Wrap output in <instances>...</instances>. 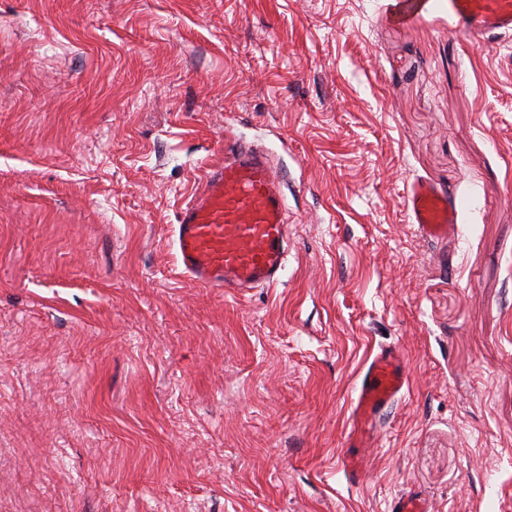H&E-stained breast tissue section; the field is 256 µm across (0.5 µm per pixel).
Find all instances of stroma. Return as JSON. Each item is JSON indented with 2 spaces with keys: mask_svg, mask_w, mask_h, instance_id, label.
I'll return each mask as SVG.
<instances>
[{
  "mask_svg": "<svg viewBox=\"0 0 512 512\" xmlns=\"http://www.w3.org/2000/svg\"><path fill=\"white\" fill-rule=\"evenodd\" d=\"M384 0H0V512H512V34ZM239 137L280 283L175 271ZM459 198L429 239L405 197ZM408 386L348 482L380 348ZM432 0H385L383 11L387 19L395 26L413 27L427 14ZM406 207L411 224L423 236L446 239L457 230L460 203L435 185L415 179L407 189ZM391 512H429V509L421 492L406 489L393 500Z\"/></svg>",
  "mask_w": 512,
  "mask_h": 512,
  "instance_id": "35a3bbf8",
  "label": "stroma"
}]
</instances>
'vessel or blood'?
<instances>
[{"mask_svg":"<svg viewBox=\"0 0 512 512\" xmlns=\"http://www.w3.org/2000/svg\"><path fill=\"white\" fill-rule=\"evenodd\" d=\"M431 0H385L383 11L395 26L413 27ZM448 24L480 41L512 30V0H447ZM408 217L423 236L446 239L457 230L460 203L435 185L416 179L406 194ZM287 201L269 158L233 138L224 159L208 168L200 190L180 209L173 226L179 273L206 288L237 297L280 281L288 257ZM408 384L392 350L377 353L364 372L354 400L357 440L366 443L387 407ZM391 512H429L421 492L407 489Z\"/></svg>","mask_w":512,"mask_h":512,"instance_id":"b4317fda","label":"vessel or blood"}]
</instances>
